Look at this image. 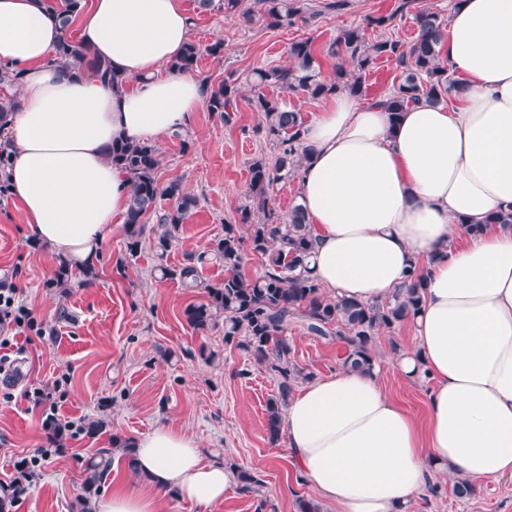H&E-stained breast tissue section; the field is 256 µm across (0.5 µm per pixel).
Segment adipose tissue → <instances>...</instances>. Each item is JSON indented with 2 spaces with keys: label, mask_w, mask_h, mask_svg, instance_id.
I'll use <instances>...</instances> for the list:
<instances>
[{
  "label": "adipose tissue",
  "mask_w": 512,
  "mask_h": 512,
  "mask_svg": "<svg viewBox=\"0 0 512 512\" xmlns=\"http://www.w3.org/2000/svg\"><path fill=\"white\" fill-rule=\"evenodd\" d=\"M60 4L0 0V67L19 76L10 193L30 235L79 268L128 206L109 146L183 130L206 87L170 68L190 37L181 0H82L76 37L91 65L78 75L56 60ZM442 56L464 86L452 106L395 117L385 98L344 90L303 127L312 274L332 299L378 306L420 268L413 346L392 367L429 384L421 420L389 397L376 366L316 377L289 399V461L318 512H405L437 473L512 480V226L486 221L512 213V0H460ZM480 222L482 233H466ZM133 448L142 485L101 495L93 512H160L170 494L208 510L239 482L168 424Z\"/></svg>",
  "instance_id": "obj_1"
}]
</instances>
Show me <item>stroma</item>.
Segmentation results:
<instances>
[{
  "label": "stroma",
  "mask_w": 512,
  "mask_h": 512,
  "mask_svg": "<svg viewBox=\"0 0 512 512\" xmlns=\"http://www.w3.org/2000/svg\"><path fill=\"white\" fill-rule=\"evenodd\" d=\"M328 2L307 0L300 19L272 27L256 0H243L240 14L225 13L220 0L207 10L199 9L196 0H182L192 21L190 39L204 49L194 75L213 86L236 81L239 95L231 123L203 107L185 127L187 143L170 135L156 143L159 183L180 181L199 200L167 254L168 264L207 251L225 224L237 221L251 202L249 163L269 150L246 81L253 69L289 65V45L308 39L318 52L321 77L331 78L336 60L328 55L329 46L340 30L365 26L371 16H389L391 23L368 28L370 39L408 42L417 34L412 12H398L399 0H342L338 9ZM216 43L223 46L221 55L206 54V47ZM157 263L147 240L136 257H128L125 227L116 224L102 248L95 284L55 287L58 256L32 245L20 206L12 198L0 199V270H19L27 305L56 329L52 339L26 345L13 398L0 403V485L9 484L17 461L48 444L41 413L26 397L31 384L48 386L67 376L58 400L60 418L106 423L102 434L64 438L11 512H71L83 492L85 464L96 449L111 447L116 437L145 436L163 422L195 435L207 457L255 477L252 492L232 490L216 512H257L262 503L269 512H297L299 499L313 498V490L289 469L285 439L271 440L267 431L265 408L277 392L275 380L238 350L225 347L223 326L197 333L186 321V307L204 301V284L222 279L223 268L203 266L202 288L190 291L159 280ZM288 340L296 362L317 377L338 369L345 352L343 344L298 327L289 330ZM410 347L409 324L381 331L376 361L383 366L386 391L421 419L426 386L403 380L387 365L396 351ZM204 349L215 352V360H204ZM435 482L439 493L417 500L413 512H512V482H477L476 494L467 499L454 494L452 479L440 475Z\"/></svg>",
  "instance_id": "1"
}]
</instances>
